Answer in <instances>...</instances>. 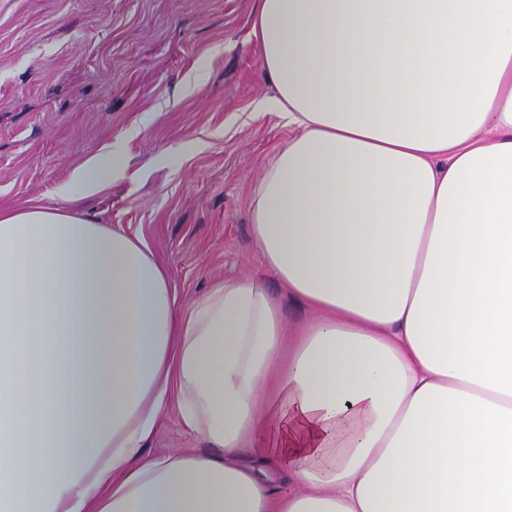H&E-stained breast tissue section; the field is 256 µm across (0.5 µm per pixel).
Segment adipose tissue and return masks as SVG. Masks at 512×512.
<instances>
[{
    "label": "adipose tissue",
    "instance_id": "ef3b65f1",
    "mask_svg": "<svg viewBox=\"0 0 512 512\" xmlns=\"http://www.w3.org/2000/svg\"><path fill=\"white\" fill-rule=\"evenodd\" d=\"M265 273L180 310L79 204L0 210V512H512V0H256ZM177 403L220 456L146 457ZM266 283L271 293L282 303L287 320L290 323L307 321L310 318L309 311L302 303L288 299V296L281 292L276 279L265 274Z\"/></svg>",
    "mask_w": 512,
    "mask_h": 512
}]
</instances>
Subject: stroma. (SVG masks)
Wrapping results in <instances>:
<instances>
[{"label":"stroma","instance_id":"obj_1","mask_svg":"<svg viewBox=\"0 0 512 512\" xmlns=\"http://www.w3.org/2000/svg\"><path fill=\"white\" fill-rule=\"evenodd\" d=\"M255 0H0V207L58 203L78 168L138 126L127 171L87 219L142 238L180 307L260 272L252 188L292 134L251 32ZM149 455L216 454L175 407Z\"/></svg>","mask_w":512,"mask_h":512}]
</instances>
